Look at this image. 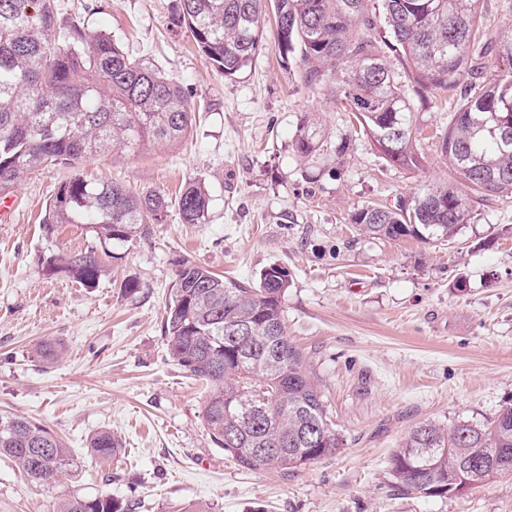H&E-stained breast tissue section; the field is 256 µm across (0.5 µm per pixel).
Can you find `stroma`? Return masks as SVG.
I'll return each mask as SVG.
<instances>
[{"instance_id": "obj_1", "label": "stroma", "mask_w": 512, "mask_h": 512, "mask_svg": "<svg viewBox=\"0 0 512 512\" xmlns=\"http://www.w3.org/2000/svg\"><path fill=\"white\" fill-rule=\"evenodd\" d=\"M60 20L113 36L126 52L178 81L196 119L173 148L114 151L32 173L0 219V412L36 418L71 449L70 476L36 486L0 458V512H57L64 498L111 493L135 512H512V475L449 499L407 498L391 484L392 448L422 422H481L512 400V196L477 208L451 242L387 240L349 219L365 205L394 207L450 178L430 134L448 126L441 95L418 109L425 167L391 166L338 96L283 62L273 14L250 67L224 77L174 27L176 0H59ZM328 142L351 136L344 157L304 159L292 141L302 116ZM119 180L175 195L189 181L210 196L204 224L166 223L115 243L96 287L48 277L44 260L94 241L84 224L45 235L56 187L74 176ZM238 280L288 267V339L322 384L343 447L289 472L248 471L212 443L207 389L168 354L163 318L182 261ZM140 282L125 294L123 279ZM61 342L53 364L36 353ZM112 429L116 457L87 450Z\"/></svg>"}]
</instances>
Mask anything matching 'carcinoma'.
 <instances>
[{
  "label": "carcinoma",
  "mask_w": 512,
  "mask_h": 512,
  "mask_svg": "<svg viewBox=\"0 0 512 512\" xmlns=\"http://www.w3.org/2000/svg\"><path fill=\"white\" fill-rule=\"evenodd\" d=\"M481 0H271L283 59L298 60L310 85L330 83L350 107L355 132L389 164L416 172V103L443 92L456 99L440 152L457 175L395 207L365 206L351 216L363 234L397 240H453L475 207L512 195V25L491 33ZM266 0H179L185 27L206 60L231 78L250 66L262 37ZM381 22L388 39L368 31ZM400 62L403 73L388 63ZM470 81L460 86L461 73ZM194 113L173 78L146 67L107 34L58 21L56 0H0V193L48 166L95 155L173 147ZM324 132L304 115L293 147L308 158ZM185 224L208 221L210 198L189 183L175 200L139 193L113 180L76 176L61 183L41 220L46 235L61 224H87L99 246L66 259L50 256L45 272L94 286L105 273L97 250L134 243L167 220L172 204ZM288 269L271 265L255 281L226 279L189 261L180 264L166 307L171 358L205 384L203 419L213 444L241 468L290 471L341 450L319 380L288 341L284 299ZM61 344L37 353L58 359ZM88 451L115 455L112 430L95 433ZM0 455L23 477L49 485L74 464L63 440L41 421L0 414ZM388 475L407 498H452L472 485L512 474V404L481 423L425 422L389 453ZM58 512H133L105 493L62 500Z\"/></svg>",
  "instance_id": "obj_1"
}]
</instances>
